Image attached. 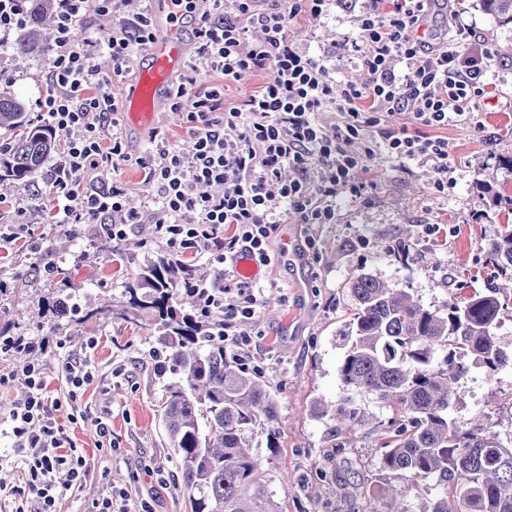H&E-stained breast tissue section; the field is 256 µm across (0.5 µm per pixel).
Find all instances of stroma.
Masks as SVG:
<instances>
[{
  "instance_id": "35a3bbf8",
  "label": "stroma",
  "mask_w": 512,
  "mask_h": 512,
  "mask_svg": "<svg viewBox=\"0 0 512 512\" xmlns=\"http://www.w3.org/2000/svg\"><path fill=\"white\" fill-rule=\"evenodd\" d=\"M360 0H337L327 15L299 20L293 39L319 55L335 49L339 72L354 80L352 43L358 33ZM449 12L476 31L492 59L486 97L475 99L470 118L438 129L448 143V191L434 189L437 173L421 159L398 160L381 153L369 172L359 173L361 195L342 194L332 224L277 225L272 248L279 260L256 284L261 305L249 325L250 357L242 366L263 380L278 406V446L267 455L265 473L282 512H381L390 474L379 465L378 437L391 413L373 395L346 392L339 367L347 350L354 314L350 285L369 273L395 288L408 289L430 309L445 311L450 299L495 285L483 245L512 225V213L496 207L484 185L512 195V173L501 164L512 157V28L479 11L473 0H450ZM48 86L45 55L0 54V93L36 114ZM128 159L93 172L98 184H118L126 205L139 214L114 251L97 248L95 224L48 223L52 201L43 174L0 182V334L45 341L42 356L51 396L66 398L60 364L69 356L86 360L94 378L76 408V419L58 413L61 424L86 457L81 484L67 490L62 512H92L97 499L122 488V512H187L177 458L163 424L165 382L151 352L157 344L155 317L122 314L120 307L89 321L60 325L45 305L52 294H84L99 308L120 297L142 266L157 256L182 261L198 278L215 270L192 250L178 251L152 232L145 171L136 162L150 146L146 136L122 134ZM313 237L312 248L295 258L291 236ZM55 251H45L47 239ZM351 397L362 419L353 432L336 429L320 403ZM465 420L481 413L501 438L512 437V373L488 376L475 369L455 386L450 408ZM112 427L113 448H98L97 417Z\"/></svg>"
}]
</instances>
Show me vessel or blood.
<instances>
[{"mask_svg": "<svg viewBox=\"0 0 512 512\" xmlns=\"http://www.w3.org/2000/svg\"><path fill=\"white\" fill-rule=\"evenodd\" d=\"M148 9L154 22L152 38L136 62L122 104L126 127L144 134L151 133L166 112L171 84L187 63L178 0H148Z\"/></svg>", "mask_w": 512, "mask_h": 512, "instance_id": "vessel-or-blood-1", "label": "vessel or blood"}]
</instances>
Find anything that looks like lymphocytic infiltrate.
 <instances>
[{
	"instance_id": "f902f5d3",
	"label": "lymphocytic infiltrate",
	"mask_w": 512,
	"mask_h": 512,
	"mask_svg": "<svg viewBox=\"0 0 512 512\" xmlns=\"http://www.w3.org/2000/svg\"><path fill=\"white\" fill-rule=\"evenodd\" d=\"M56 36L49 61V87L38 101V118L66 132L45 184L59 224H86L107 216L112 236L122 240L138 213L124 204L119 185L99 187L88 172L125 158L118 133V106L99 52L112 59V74L133 69L152 35L147 11L127 13L128 0H53ZM195 51L171 91L172 108L185 113L193 139L182 152L166 135H153L146 164L153 219L171 247L193 249L220 265V276L196 285L202 314L224 316V339L248 352L246 326L260 293L239 280L235 264L249 255L262 265L272 258L271 241L283 216L301 224H332L336 198L360 192L355 176L381 152L396 159L432 161L437 192L448 188V144L430 136L471 110L486 93L490 50L460 26L437 52L419 29L448 0H366L361 10L357 58L370 80L337 77L326 57L311 54L289 34L293 22L330 11L334 0H282L266 9L261 0H185ZM112 14L116 26L97 50L76 34L90 11ZM219 73L220 85L206 81ZM248 72L265 82L246 100L227 101L225 87ZM111 74V75H112ZM322 112L343 114L341 124L323 128ZM412 113L417 127L394 124ZM25 347L32 358L20 372L0 374L25 393L6 420L11 450L23 463L21 484L0 485V502L15 512H60L63 485L84 477L85 457L54 416L63 402L49 399L45 368L36 361L40 344L0 338V353Z\"/></svg>"
}]
</instances>
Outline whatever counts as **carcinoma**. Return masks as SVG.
Masks as SVG:
<instances>
[{"label": "carcinoma", "instance_id": "obj_1", "mask_svg": "<svg viewBox=\"0 0 512 512\" xmlns=\"http://www.w3.org/2000/svg\"><path fill=\"white\" fill-rule=\"evenodd\" d=\"M475 7L502 26L512 24V0H475ZM52 16L53 0H34L14 52L50 51L42 26ZM2 128L21 135L0 144V180L21 181L54 148L53 129L31 124L18 100L0 96ZM484 249L493 269L512 282V230ZM196 284L191 266L160 256L121 294L129 308L155 315L159 377L180 375L165 384L164 421L190 512H281L265 480L264 457L251 441L252 431L264 426L267 448L277 447V401L259 379L227 359L224 338L213 335L220 321L194 315ZM179 286L183 303L177 307ZM351 292V343L339 375L346 390L372 394L394 414L380 436V465L401 480L392 500L403 501L413 486L432 482L439 494L424 512H512V448L486 417L462 421L449 415L453 384L470 371L466 356L491 374L512 368V353L496 334L501 289L454 298L444 313L367 274L353 278ZM332 419L349 429L360 424L349 397Z\"/></svg>", "mask_w": 512, "mask_h": 512}]
</instances>
